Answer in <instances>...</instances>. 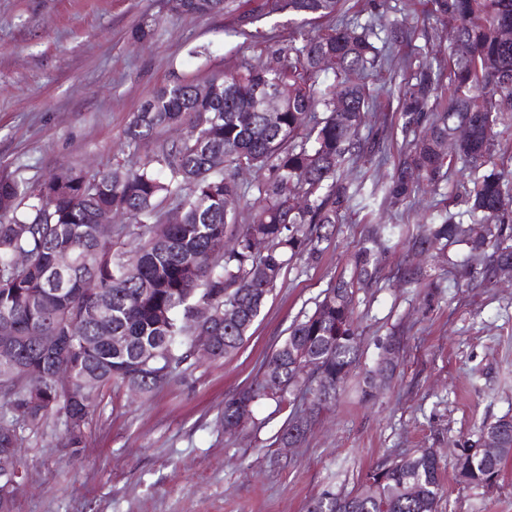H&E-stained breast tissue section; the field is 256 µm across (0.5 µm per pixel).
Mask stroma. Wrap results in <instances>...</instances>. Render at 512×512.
I'll return each mask as SVG.
<instances>
[{
    "instance_id": "35a3bbf8",
    "label": "stroma",
    "mask_w": 512,
    "mask_h": 512,
    "mask_svg": "<svg viewBox=\"0 0 512 512\" xmlns=\"http://www.w3.org/2000/svg\"><path fill=\"white\" fill-rule=\"evenodd\" d=\"M262 0H232L225 15L169 12L166 0H0V169L34 184L77 164L94 173L132 166L180 130L129 146L134 112L174 79L210 81L240 61L269 63L287 52L288 21L259 22L260 37L236 34L241 13ZM348 21L377 14L408 33L376 80L377 106L366 129L382 130V157L362 155L345 170L364 182L366 197L343 212L318 260H293L237 351L220 362L177 370L148 399L106 393L80 456L64 445L63 426L30 437L28 482L16 512H306L325 489L347 492L366 473L417 448L440 457L474 444L483 426L512 417V278L482 284L480 275L448 270L467 249L426 255L393 246L381 257L377 284L357 290L359 360L336 401L315 419L305 442L280 447L286 412L256 404L237 433L224 430V402L253 381L291 323L312 311L323 291L350 272L365 231L374 224L409 228L463 213L477 169L453 163L436 185L389 208L374 182L386 180L403 156L399 88L407 63L430 58L448 72L452 29L431 0H348ZM156 20L151 38L132 30ZM421 267L424 285L399 282V265ZM399 337L398 368L375 396L364 378L390 337ZM438 512H512V463L496 487L474 489L442 473Z\"/></svg>"
}]
</instances>
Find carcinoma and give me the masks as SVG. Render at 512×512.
I'll list each match as a JSON object with an SVG mask.
<instances>
[{"instance_id": "cac0c4a2", "label": "carcinoma", "mask_w": 512, "mask_h": 512, "mask_svg": "<svg viewBox=\"0 0 512 512\" xmlns=\"http://www.w3.org/2000/svg\"><path fill=\"white\" fill-rule=\"evenodd\" d=\"M177 14L207 17L225 12L228 0H168ZM343 0H273L263 16L288 17L294 25L288 63H241L211 79L208 92L177 81L160 88L132 114L128 144L139 143L173 126H187L185 138L163 143L135 168H109L93 175L78 166L62 168L29 185L0 171V324L12 325L27 339L15 354L0 356V420L19 432L0 436V448L20 456L27 435L57 420L77 456L86 448L87 430L105 391L114 387L143 397L167 384L181 365L233 354L260 315L289 262L303 255L318 259L321 243L341 212L363 198V186L344 177L356 155L373 153L383 138H365L361 126L374 103L366 77L378 62L383 43L404 42L403 31L370 25L338 24L317 34L306 25L339 13ZM434 11L451 23L455 38L448 55V102L433 111L439 77L418 61L413 82L401 95V130L408 152L384 183V199L405 200L425 180L434 183L447 162L445 147L454 132L469 135L455 148L463 164L491 160L500 115L512 112V0H433ZM385 37H380L379 32ZM335 60L336 82H318L322 59ZM278 96L276 112L263 109L266 96ZM345 104L336 112V101ZM243 170L267 171L258 183L263 205L239 223ZM469 217L486 226L473 237L468 226L448 213L437 224H422L408 248L427 252L437 244L462 242L469 263L480 265L482 281L512 266V180L492 170L465 189ZM304 199L295 207L290 201ZM180 212L174 224L161 223L163 204ZM122 214L131 223L117 239L98 234L99 218ZM232 235L237 247L224 249ZM400 235L397 224H376L354 257L350 277H339L310 313L294 320L288 336L246 389L224 403L230 423L238 404L272 400L289 410L276 437L286 448L300 446L311 420H298L303 393L316 409L336 399L356 362L359 336L353 320L354 287L377 282L379 256ZM24 253L28 265L13 257ZM65 253L71 266L58 272ZM105 301L100 320L88 310ZM200 304L212 306L208 325L194 322ZM234 306L239 319L224 320ZM214 337L213 350L195 351L193 337ZM39 336L55 338L50 349ZM26 368L18 375L15 362ZM67 365L66 383L54 368ZM25 410V416L17 412ZM512 459V429L503 449L486 461L470 449L455 455L456 479L474 489L499 480ZM444 492L441 466L426 448L404 454L367 473L348 492L323 491L307 512H436Z\"/></svg>"}]
</instances>
